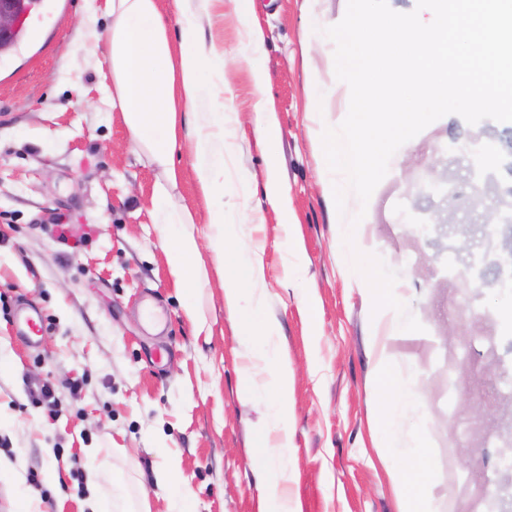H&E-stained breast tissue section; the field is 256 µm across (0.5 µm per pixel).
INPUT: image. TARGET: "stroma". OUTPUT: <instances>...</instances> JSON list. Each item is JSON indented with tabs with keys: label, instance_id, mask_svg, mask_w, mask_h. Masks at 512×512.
Returning a JSON list of instances; mask_svg holds the SVG:
<instances>
[{
	"label": "stroma",
	"instance_id": "stroma-1",
	"mask_svg": "<svg viewBox=\"0 0 512 512\" xmlns=\"http://www.w3.org/2000/svg\"><path fill=\"white\" fill-rule=\"evenodd\" d=\"M105 7L39 0L19 48L0 59V458L12 466L0 478V512H13L20 494L39 499L43 512H84L94 470L102 496L121 492L129 512L144 495L151 512H168L170 494L153 479L170 459L195 512H258L252 445L274 397L251 400L243 388L208 206L184 151L177 196L197 216L211 335L197 334L182 314L147 208L159 172L107 100ZM346 10L347 0H255L280 129L264 149L231 0H215L201 32L226 60L212 95L233 98L227 166L250 176L248 185L225 187L224 209L241 244L262 250L264 302L293 369L285 455L294 507L400 512L394 476L407 474L406 452L417 448L436 512L466 507L448 482L452 469L470 486L488 480L504 497L500 512H512V468L503 465L512 448L500 436L512 424V330L500 319L512 302V223L486 219L488 207L512 209V122L436 120L394 154L368 204L353 196L335 211L323 192L321 135L343 122L350 97L335 90L334 53L315 47L308 22L336 24ZM316 87L326 94L319 107ZM272 162L288 190L285 215L265 195ZM478 189L486 207L469 203ZM60 214L76 250L59 239ZM353 217L359 251L394 263L393 293L422 331L392 334L374 312L338 239L339 224ZM147 300L166 321L160 334L145 327ZM21 302L45 319L33 344L12 323ZM382 362L398 381L420 372L430 390L390 437ZM46 383L52 408L29 397ZM452 446L459 457L449 458ZM116 470L124 474L118 489ZM31 472L39 487L29 485Z\"/></svg>",
	"mask_w": 512,
	"mask_h": 512
}]
</instances>
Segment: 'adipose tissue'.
Wrapping results in <instances>:
<instances>
[{
  "label": "adipose tissue",
  "mask_w": 512,
  "mask_h": 512,
  "mask_svg": "<svg viewBox=\"0 0 512 512\" xmlns=\"http://www.w3.org/2000/svg\"><path fill=\"white\" fill-rule=\"evenodd\" d=\"M210 2L199 0L198 8L182 12L181 33L174 43L169 39L158 0H107L106 9L112 18L107 36L112 70L108 97L113 109L120 112L137 150L164 173L163 182L156 184L150 198L149 214L160 231L183 315L202 333L206 325L196 292L203 274L196 261V218L175 194L179 172L174 156L177 150L184 149L192 158L197 190L211 203L209 241L224 271V308L236 329L238 354L244 360L242 378L249 393L269 390L276 396L269 417L279 434L278 443L270 446L263 439H256L251 457V467L258 478L260 512H293L288 462L281 454L291 439L288 393L292 370L287 359L277 352L274 341L279 323L264 310L259 293L264 279L260 249L237 245L236 227L228 223L223 206L217 203L224 194V113L231 104L223 102L217 112L203 109L208 97L206 75L224 63L223 56L196 37L209 13ZM233 3L244 59L253 81L255 110L261 116L256 141L263 147L277 138L279 130L266 117L269 77L259 63L262 36L252 25L253 0Z\"/></svg>",
  "instance_id": "1"
}]
</instances>
